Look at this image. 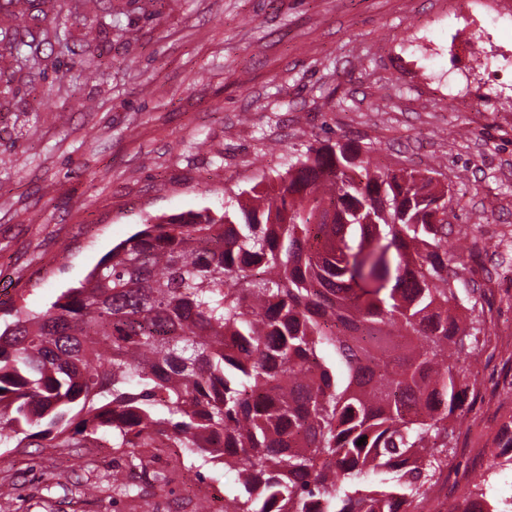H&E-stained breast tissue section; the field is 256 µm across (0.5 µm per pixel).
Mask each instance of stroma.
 Returning <instances> with one entry per match:
<instances>
[{
    "label": "stroma",
    "mask_w": 512,
    "mask_h": 512,
    "mask_svg": "<svg viewBox=\"0 0 512 512\" xmlns=\"http://www.w3.org/2000/svg\"><path fill=\"white\" fill-rule=\"evenodd\" d=\"M72 11L75 53L41 45L19 78L0 50V319L40 312L79 286L113 246L161 216L222 211L262 176L323 141L370 147L376 163L433 169L449 188V248L461 256L484 325L512 324V112L501 58H449L444 0H99L110 33ZM99 80L73 88L80 70ZM467 87L479 106L448 95ZM497 419L454 423L470 456ZM164 482L145 484L144 472ZM238 487L223 465L194 468L168 448L0 444V512H224Z\"/></svg>",
    "instance_id": "obj_1"
}]
</instances>
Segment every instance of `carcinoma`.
<instances>
[{
  "label": "carcinoma",
  "instance_id": "1",
  "mask_svg": "<svg viewBox=\"0 0 512 512\" xmlns=\"http://www.w3.org/2000/svg\"><path fill=\"white\" fill-rule=\"evenodd\" d=\"M68 22L38 0L0 41L33 70L38 36L74 54ZM449 201L338 139L233 209L143 225L0 329V433L180 448L237 472L225 512H422L481 333Z\"/></svg>",
  "mask_w": 512,
  "mask_h": 512
}]
</instances>
